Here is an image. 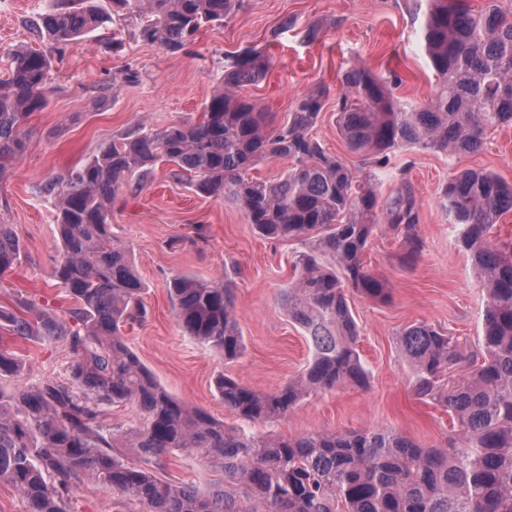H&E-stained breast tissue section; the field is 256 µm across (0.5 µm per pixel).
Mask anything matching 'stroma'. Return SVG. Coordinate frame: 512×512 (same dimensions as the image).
<instances>
[{
	"instance_id": "obj_1",
	"label": "stroma",
	"mask_w": 512,
	"mask_h": 512,
	"mask_svg": "<svg viewBox=\"0 0 512 512\" xmlns=\"http://www.w3.org/2000/svg\"><path fill=\"white\" fill-rule=\"evenodd\" d=\"M40 3L0 0V51L39 47L31 22ZM115 27L124 41L120 53L108 52L93 32L55 54L49 104L25 125L23 157L0 174V224L13 226L25 252L21 264L0 278L2 305L27 298L59 315L68 314L75 301L52 276L58 257L54 208L40 196V186L80 167L135 122L162 130L201 120L205 102L220 87L226 55L252 48L270 56L266 75L240 94L266 112L274 126L286 121L303 96L327 87L330 95L313 134L354 168L359 160L349 154L336 124L335 96L342 73L355 63L384 76L397 73L403 79L397 96L413 103L427 101L436 84L421 22L405 0H241L222 26L201 30L188 53L176 55L139 39L136 20L128 13H121ZM312 27L318 31L313 40L306 36ZM130 70L138 72V82L126 81ZM398 161L408 164L407 176L421 201L418 231L423 249L413 269L403 268V246L388 226H380L367 262L372 273L386 279L390 296L380 302L349 295L359 325L361 358L370 372L369 387L346 386L311 395L284 419L251 424L253 433L294 438L392 429L428 446L459 438L457 425L441 406L415 396L398 335L411 324L426 322L477 341L485 299L458 246L440 190L468 168L491 171L512 184V125L498 128L474 153L452 157L409 150L399 152ZM112 232L131 248L146 286L149 317L127 329V342L178 400L237 427L240 419L225 408L215 390L218 374L271 392L304 367L308 342L279 304L282 288L293 278L301 249L297 241L259 236L233 201L192 192L165 165L156 166L141 190L119 195ZM177 273L202 279L231 276L245 342L239 358L222 359L183 333L166 288L167 279ZM8 345L25 362L27 382L66 378L71 358L62 346L16 338ZM158 475L202 488L224 479L200 453L167 455Z\"/></svg>"
}]
</instances>
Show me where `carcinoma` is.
I'll return each instance as SVG.
<instances>
[{
	"label": "carcinoma",
	"mask_w": 512,
	"mask_h": 512,
	"mask_svg": "<svg viewBox=\"0 0 512 512\" xmlns=\"http://www.w3.org/2000/svg\"><path fill=\"white\" fill-rule=\"evenodd\" d=\"M422 18L424 48L436 76L428 103L394 95L401 77L364 63L347 68L336 98L339 132L368 168L360 177L313 135L328 90L304 96L286 122L238 91L263 78L268 58L244 49L224 60L223 89L205 103L202 120L154 130L137 122L112 136L79 168L49 179L59 259L53 277L77 307L69 317L29 299L0 306V330L40 345L61 344L72 356L65 381L29 384L20 358L0 347V484L15 488L26 512H67L63 493L87 481L112 494V512H512V243L487 238L512 211V184L464 170L442 187V204L486 293L482 336L467 341L424 322L403 329L399 346L419 398L439 400L467 440L426 446L389 430L312 433L279 439L229 429L171 395L129 347L123 329L148 316L144 285L130 250L112 235V203L138 189L159 163L202 195L234 201L246 223L266 238L296 239L295 279L281 305L310 345L298 376L258 392L219 375L215 388L241 420L286 416L306 396L343 385L365 389L370 376L359 350L348 293L386 295L364 255L386 224L404 244L402 265L422 253L420 203L392 156L401 150L473 153L499 127L512 124V4L485 0H407ZM112 7H107V4ZM238 0H42L38 36L54 50L86 32L107 30L126 10L137 35L170 54L188 51L205 26H220ZM0 80V174L25 149L23 125L46 108L52 56L9 52ZM291 166L275 180L245 177L265 157ZM397 182L381 198L382 179ZM24 258L10 224H0V276ZM176 322L200 345L226 359L245 349L234 312L233 282L176 274L167 281ZM469 377L448 389L459 363ZM131 402L139 427L105 425L112 406ZM200 452L224 472V483L198 489L156 475L166 455Z\"/></svg>",
	"instance_id": "carcinoma-1"
}]
</instances>
